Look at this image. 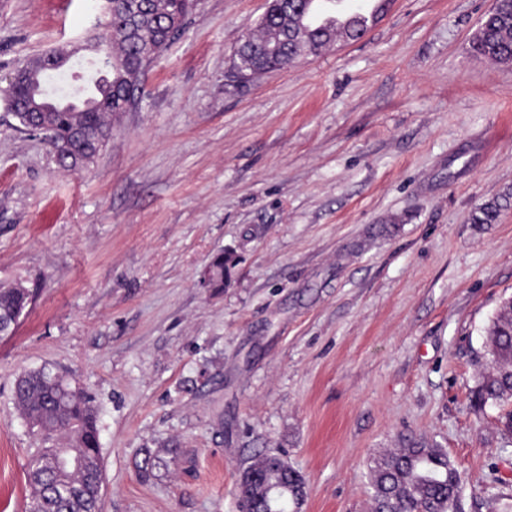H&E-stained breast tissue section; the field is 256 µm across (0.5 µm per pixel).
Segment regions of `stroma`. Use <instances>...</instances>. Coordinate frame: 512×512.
<instances>
[{"mask_svg": "<svg viewBox=\"0 0 512 512\" xmlns=\"http://www.w3.org/2000/svg\"><path fill=\"white\" fill-rule=\"evenodd\" d=\"M267 0H195L63 169L0 93V285L33 300L0 339V512H26L39 440L13 387L49 367L98 413L102 512H237L276 454L301 512H371L373 458L422 440L461 512L512 506L501 407L474 396L512 296V63L473 52L492 0H391L357 40L237 83ZM104 0H0V90L34 56L105 35ZM239 262L200 280L218 251ZM278 460L276 455H267L261 459V463L256 465L254 462L245 470L250 475H255L254 484L258 489V495L250 499L248 490V482L253 479L249 477L241 480L237 487V497L239 499L240 511L248 512V504H250L251 512H269L274 508L263 495L264 487L271 480H278L280 485L284 487L295 488L303 479V477L294 469H290L288 464L282 460ZM250 499V502H249Z\"/></svg>", "mask_w": 512, "mask_h": 512, "instance_id": "obj_1", "label": "stroma"}]
</instances>
